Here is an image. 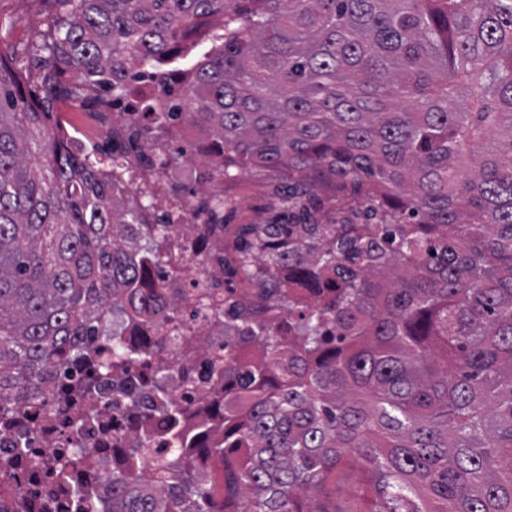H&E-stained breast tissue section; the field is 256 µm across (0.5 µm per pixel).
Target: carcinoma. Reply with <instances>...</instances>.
Returning a JSON list of instances; mask_svg holds the SVG:
<instances>
[{"instance_id":"1","label":"carcinoma","mask_w":512,"mask_h":512,"mask_svg":"<svg viewBox=\"0 0 512 512\" xmlns=\"http://www.w3.org/2000/svg\"><path fill=\"white\" fill-rule=\"evenodd\" d=\"M217 15L224 43L141 137L186 122L211 140L207 178L283 175L233 273L286 318L228 316L265 359H212V428L181 430L160 397L162 488L116 476L106 512H309L347 458L370 512H512V0H58L31 45L39 102L0 65V417L44 399L112 308L149 303L175 233L112 192L118 151L69 149L53 109L111 105L146 74L171 97L148 69ZM229 205L209 198V219ZM138 358L116 342L106 369ZM30 444L19 430L30 467L72 483L79 449ZM186 448L224 461L222 494Z\"/></svg>"}]
</instances>
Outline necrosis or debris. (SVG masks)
I'll list each match as a JSON object with an SVG mask.
<instances>
[{"mask_svg": "<svg viewBox=\"0 0 512 512\" xmlns=\"http://www.w3.org/2000/svg\"><path fill=\"white\" fill-rule=\"evenodd\" d=\"M156 149L153 144L144 143L126 154L124 165L130 174L137 176L138 182L135 187L122 188L121 194L132 208L136 207L140 193L151 192L161 198L160 208L150 212L147 219L154 222L167 217L172 224L183 226V233L172 238L168 252L175 261L184 253H192L195 266L181 278H166L163 288L157 289L150 310L136 319H128L121 310H114L111 335L97 337L91 346L93 360L100 362L111 358L112 343L118 340L132 351L148 352L151 366L131 365L124 379L101 374L94 399L86 403L91 416L81 429L72 425L74 396L69 392L71 382L67 379L56 381L54 394L25 420V427L36 434L29 455L65 451L75 443L81 445L84 464L78 489L60 484L49 471H33L17 456L14 425H0V465L12 467L16 477L12 492L0 495V512H75L82 495L111 501L112 476L117 472L138 476L145 490L154 491L153 464L157 448L168 442L169 421L140 391L137 385L140 377L152 376L154 363L165 362L167 395L184 409V426L197 428L207 421L201 406L206 395L207 362L213 352L226 349L240 366L258 362L262 357L256 348L225 343L223 332L217 331L211 320L201 315L191 319L186 329L188 337L198 339V351L187 352L163 342L159 335L157 321L171 317L176 295L188 291L189 287H196L202 293L219 292L220 306L224 309L238 300L249 301L255 290L245 278L224 277L225 266L234 264L237 255L230 235L220 230L208 233V217L203 211L173 212L176 190L168 182L166 172L154 162ZM143 434L152 439L151 452L133 453V446Z\"/></svg>", "mask_w": 512, "mask_h": 512, "instance_id": "4bbe7bcc", "label": "necrosis or debris"}]
</instances>
